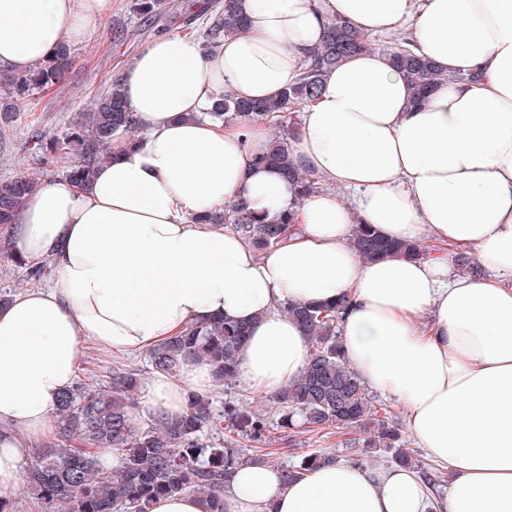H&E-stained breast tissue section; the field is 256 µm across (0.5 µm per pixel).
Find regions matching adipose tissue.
Instances as JSON below:
<instances>
[{"label": "adipose tissue", "mask_w": 512, "mask_h": 512, "mask_svg": "<svg viewBox=\"0 0 512 512\" xmlns=\"http://www.w3.org/2000/svg\"><path fill=\"white\" fill-rule=\"evenodd\" d=\"M244 22L212 49L196 35L148 42L118 76L143 122L117 129L89 184L42 182L12 229L24 263L51 262V287L0 307V425L44 438L74 383L82 340L138 354L188 326L228 317L249 327L239 375L278 396L309 350L289 302L346 299L345 355L371 390L406 411L428 456L447 464L430 502L415 472L325 463L284 479L239 466L224 512H512V0H239ZM112 0H0V71L26 73L95 35ZM366 34L409 33L446 79L412 108L386 53L356 54L325 76L288 137L301 193L257 164L268 124L210 119L224 91L258 101L293 84L332 17ZM354 191L353 200L342 190ZM286 238L257 252L198 217L237 196ZM430 238L442 254L363 260L351 240ZM468 250L478 275L451 273ZM214 383L205 362L143 382L133 418L175 419Z\"/></svg>", "instance_id": "adipose-tissue-1"}]
</instances>
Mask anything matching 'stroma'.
Returning <instances> with one entry per match:
<instances>
[{
	"label": "stroma",
	"instance_id": "35a3bbf8",
	"mask_svg": "<svg viewBox=\"0 0 512 512\" xmlns=\"http://www.w3.org/2000/svg\"><path fill=\"white\" fill-rule=\"evenodd\" d=\"M195 0H169V11L151 26H140L131 10V0H113L112 15L100 33L84 43L71 47L74 62L66 76L55 85L35 92L19 101L9 118H0V179L21 174L44 181L61 177L71 164L74 153L65 139L71 125L82 112L100 96L108 92L113 79L154 36L164 32H183L182 17L192 11ZM55 139L60 147L53 170H43L34 154L36 137ZM41 276H32L25 265L15 264L11 257L0 254V292L15 295L30 288L49 287L55 278L50 263H43ZM134 369L141 378L153 373L149 353L137 356L113 354L97 344L86 341L78 355L76 383L94 388H108L115 367ZM216 409H223L226 400L244 402L251 412L264 417L271 444L259 449L257 442L238 437L227 430L208 434L206 444L225 443L240 448L245 457L283 468L299 463L313 453H331L347 461L360 453L357 429H341L329 434L303 433L297 445H289L279 438L278 423L282 409L272 398L248 389L243 381L217 384L209 392Z\"/></svg>",
	"mask_w": 512,
	"mask_h": 512
}]
</instances>
